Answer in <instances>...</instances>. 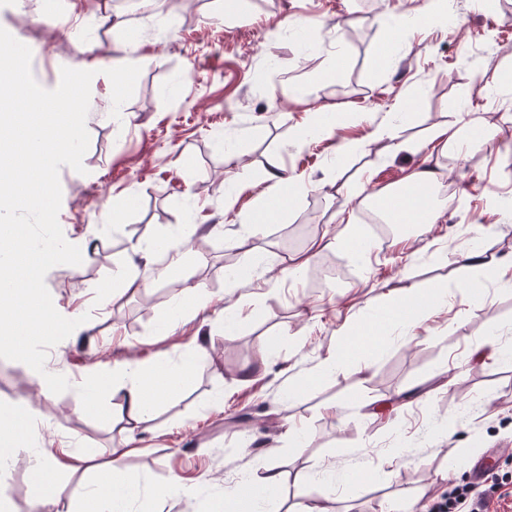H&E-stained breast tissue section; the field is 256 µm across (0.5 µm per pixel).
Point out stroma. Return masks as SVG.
I'll use <instances>...</instances> for the list:
<instances>
[{
  "label": "stroma",
  "mask_w": 512,
  "mask_h": 512,
  "mask_svg": "<svg viewBox=\"0 0 512 512\" xmlns=\"http://www.w3.org/2000/svg\"><path fill=\"white\" fill-rule=\"evenodd\" d=\"M423 6L179 0L174 15L131 16L112 0H0V27L39 49L31 69L43 88L65 66L95 73L85 171L59 174L58 221L84 260L45 276L55 307L82 313L86 328L48 340L50 365L73 378L98 351L156 359L201 339L208 349L148 431L128 436L119 398L76 411L62 388L36 406L45 440L129 441L132 478L159 484L174 471L199 486L196 500L160 512H212L225 487L269 465L280 493L260 512H299L322 496L329 512H429L482 461L508 482L491 512H512V280L463 269L470 250L512 263V0H453L443 24L420 20ZM120 42L141 73L115 118L105 71ZM461 120L478 136L433 152L434 133ZM381 122L405 151L372 137ZM431 152L455 201L435 192L436 223L395 224L380 239L361 218L364 197L399 187ZM274 159L304 188L252 236L243 219L275 193ZM187 223L197 227L189 268L214 298L205 311L171 322L177 275L153 303L139 292L93 306L94 289L116 286L120 272L162 263L163 243ZM217 224L223 234H211ZM326 234L336 246L281 279L277 259ZM149 238L146 265L133 245ZM410 288L445 294L444 309L406 324L395 311ZM233 304L239 317L219 327ZM33 385L0 351V407L26 409ZM0 484L11 512H33L25 451Z\"/></svg>",
  "instance_id": "1"
}]
</instances>
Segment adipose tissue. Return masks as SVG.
<instances>
[{
    "mask_svg": "<svg viewBox=\"0 0 512 512\" xmlns=\"http://www.w3.org/2000/svg\"><path fill=\"white\" fill-rule=\"evenodd\" d=\"M8 251L0 250V317L8 324L0 328V348L26 359L31 365L38 394L52 397L62 384L56 371L43 364L36 350L43 329L57 335H72L83 330L78 314H58L48 308H37L29 288L39 279L46 257L55 251L52 243L34 244L21 234L8 233ZM38 313L39 323L20 328L18 309ZM203 344L182 350L176 361L141 360L104 361L90 367L81 378L71 380L72 406L84 409L97 404L103 391H112L121 399L122 419L128 431L145 428L161 396L180 391L188 382ZM0 426L9 435L0 436V465L6 463L15 449H28L34 476L42 482L33 499L34 512H153L155 502L165 499L191 500L199 489L186 484L177 473H170L162 484L132 482L126 475V451L113 448L107 461H99L97 453L86 451L71 442L55 448L44 445L34 418H18L17 414L0 411ZM91 472L90 482L64 484L60 474L67 469Z\"/></svg>",
    "mask_w": 512,
    "mask_h": 512,
    "instance_id": "ef3b65f1",
    "label": "adipose tissue"
}]
</instances>
